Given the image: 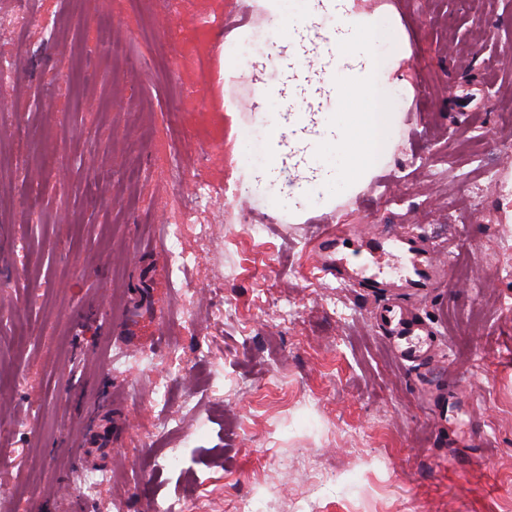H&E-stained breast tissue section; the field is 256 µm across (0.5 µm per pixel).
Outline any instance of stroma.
<instances>
[{
  "instance_id": "obj_1",
  "label": "stroma",
  "mask_w": 512,
  "mask_h": 512,
  "mask_svg": "<svg viewBox=\"0 0 512 512\" xmlns=\"http://www.w3.org/2000/svg\"><path fill=\"white\" fill-rule=\"evenodd\" d=\"M163 2L0 0V55L24 61L0 123L27 128L0 133L22 174L0 205V512H512V0L479 19L468 0H353L376 27L344 65L379 60L394 121L366 175L304 199L286 118L313 136L369 101L326 79L335 14L184 0L168 28ZM60 17L75 70L42 33ZM118 41L144 68L112 60ZM326 224L413 231L456 266L422 296L339 281L313 249ZM386 303L440 331L426 359L394 357ZM16 310L39 335L16 339Z\"/></svg>"
}]
</instances>
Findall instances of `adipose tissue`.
<instances>
[{
    "instance_id": "ef3b65f1",
    "label": "adipose tissue",
    "mask_w": 512,
    "mask_h": 512,
    "mask_svg": "<svg viewBox=\"0 0 512 512\" xmlns=\"http://www.w3.org/2000/svg\"><path fill=\"white\" fill-rule=\"evenodd\" d=\"M319 119L324 147L312 150L307 156V167L312 170L313 179L297 187V194L303 196L350 183L364 170L367 160L383 152L384 134L393 115L384 111L363 112L352 125L332 120L324 113Z\"/></svg>"
}]
</instances>
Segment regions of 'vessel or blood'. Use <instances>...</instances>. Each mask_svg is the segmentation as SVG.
<instances>
[{
	"instance_id": "b4317fda",
	"label": "vessel or blood",
	"mask_w": 512,
	"mask_h": 512,
	"mask_svg": "<svg viewBox=\"0 0 512 512\" xmlns=\"http://www.w3.org/2000/svg\"><path fill=\"white\" fill-rule=\"evenodd\" d=\"M371 243L379 256H389L390 252L395 250L406 258V272L401 276L400 287L418 294L427 293L434 287L436 275L440 268H443L444 262L420 244L415 234L378 233L372 236ZM322 267L324 271L341 274L344 280L358 285L378 283L383 273L379 267L350 266L346 256L341 252L336 258L324 261ZM379 322L385 335L390 337L393 349L400 360L413 362L428 355L435 330L425 320L391 306L381 310Z\"/></svg>"
}]
</instances>
